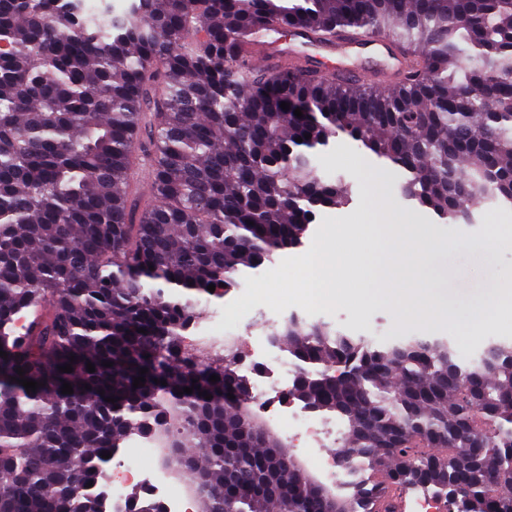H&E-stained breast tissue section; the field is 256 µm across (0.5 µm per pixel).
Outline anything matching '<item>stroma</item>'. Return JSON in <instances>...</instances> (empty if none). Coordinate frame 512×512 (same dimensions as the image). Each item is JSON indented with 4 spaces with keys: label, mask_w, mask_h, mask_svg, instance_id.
<instances>
[{
    "label": "stroma",
    "mask_w": 512,
    "mask_h": 512,
    "mask_svg": "<svg viewBox=\"0 0 512 512\" xmlns=\"http://www.w3.org/2000/svg\"><path fill=\"white\" fill-rule=\"evenodd\" d=\"M319 164L328 176L341 175L352 184L351 200L347 205L320 209L316 220L327 223L330 237L349 236L357 224H410L428 229L435 245L431 274L439 288L456 300L460 312H468L470 301L489 281L512 282V247L502 246L492 252L477 249L476 244L488 237L512 236V205L495 204L481 208L474 223L445 224L427 208L401 198L398 185L401 173L386 168L382 178L371 171L375 159L359 149L352 140L340 137L322 153ZM381 193L389 203L387 211L372 208L374 193ZM315 321L326 323L349 336H363L378 343H390L404 336L439 337L449 339L458 358L477 357L490 340L512 342V320L505 319L489 326L432 325L402 317L397 307L373 300L362 305L344 304L334 314L318 313ZM319 425L317 440L301 443L291 434L282 439L298 459L330 452L343 430L342 423L328 414H316Z\"/></svg>",
    "instance_id": "obj_1"
}]
</instances>
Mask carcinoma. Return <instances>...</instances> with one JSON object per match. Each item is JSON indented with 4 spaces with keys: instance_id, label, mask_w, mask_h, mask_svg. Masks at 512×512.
<instances>
[{
    "instance_id": "carcinoma-1",
    "label": "carcinoma",
    "mask_w": 512,
    "mask_h": 512,
    "mask_svg": "<svg viewBox=\"0 0 512 512\" xmlns=\"http://www.w3.org/2000/svg\"><path fill=\"white\" fill-rule=\"evenodd\" d=\"M267 21L387 31L406 68L387 86L258 70L241 46ZM340 134L446 224L512 204V0H132L99 15L0 0V512H104L101 454L161 428L201 512H401L421 489L455 512H512V343L465 361L446 339L376 344L288 316L274 336L290 396L345 426L336 460L361 472L348 494L317 492L299 464L278 484L291 457L241 412L254 394L235 358L183 347L202 300L347 203L350 184L316 165ZM137 147L147 203L129 191Z\"/></svg>"
}]
</instances>
